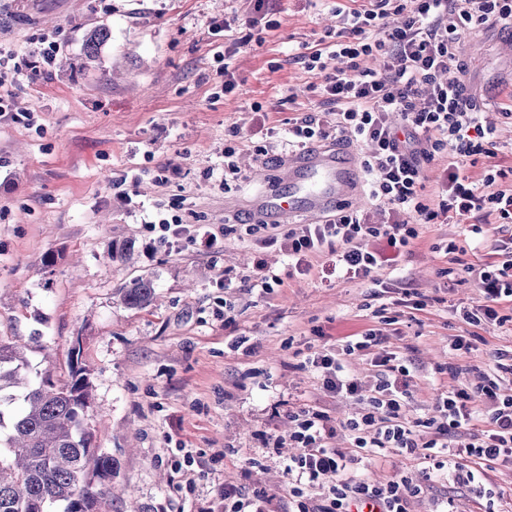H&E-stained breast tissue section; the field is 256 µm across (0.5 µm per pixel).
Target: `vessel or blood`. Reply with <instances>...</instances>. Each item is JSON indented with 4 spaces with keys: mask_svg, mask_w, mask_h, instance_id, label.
Here are the masks:
<instances>
[{
    "mask_svg": "<svg viewBox=\"0 0 512 512\" xmlns=\"http://www.w3.org/2000/svg\"><path fill=\"white\" fill-rule=\"evenodd\" d=\"M288 174L289 192L266 191L249 209V219L279 223L300 213L310 221H324L357 181L353 154L327 147H314L290 157Z\"/></svg>",
    "mask_w": 512,
    "mask_h": 512,
    "instance_id": "b4317fda",
    "label": "vessel or blood"
}]
</instances>
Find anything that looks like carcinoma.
I'll return each instance as SVG.
<instances>
[{"label": "carcinoma", "instance_id": "obj_1", "mask_svg": "<svg viewBox=\"0 0 512 512\" xmlns=\"http://www.w3.org/2000/svg\"><path fill=\"white\" fill-rule=\"evenodd\" d=\"M100 25L86 38L94 57L108 39ZM131 241L115 242L107 258L123 263L133 254ZM129 308L148 306L155 296L149 278L117 288ZM28 343L0 338V512H95L113 494L112 457L92 447L84 423L92 386L86 368L71 366L70 379L56 384L32 372Z\"/></svg>", "mask_w": 512, "mask_h": 512}]
</instances>
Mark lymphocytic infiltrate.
I'll return each mask as SVG.
<instances>
[{"label": "lymphocytic infiltrate", "mask_w": 512, "mask_h": 512, "mask_svg": "<svg viewBox=\"0 0 512 512\" xmlns=\"http://www.w3.org/2000/svg\"><path fill=\"white\" fill-rule=\"evenodd\" d=\"M340 17L332 49L314 47L301 57L306 71L322 77L324 107L292 123L288 146L298 150L343 140L370 144L362 167L369 195L385 206L387 219L378 224L368 211L342 206L321 224L298 230L272 225L268 241L280 244L289 268L308 274L311 256L330 243L336 247V270L370 278L397 263V251L417 237L418 225L442 224L453 217L469 222L472 237L478 238L484 230L471 223L472 214L511 224L512 187H499L502 170L486 169L475 182L459 166L460 158L490 155L495 123L463 84L442 81L441 76L463 69L460 44L471 30L489 22L512 24V0H361ZM376 53L386 60L383 70L361 68V58ZM443 152L448 166L433 205L425 193L423 168ZM366 239L373 241V248H363ZM467 271L482 288L485 302L464 310L463 320L477 326L497 319L498 305L512 302V260L471 265ZM384 342L370 329L342 347L348 355H371L384 370L366 396L364 414L337 427L321 412H289L300 448L287 466L292 495L328 486L323 504L298 512H408L416 489L405 478L378 486L347 476L348 464L376 448L432 461L434 469L451 471L465 485L482 482L484 474L459 467V460L474 458L489 465L512 459V387H502L497 378L501 372L512 374V351L496 350L494 373H481L476 384L442 392L436 399V418L412 421L405 411L411 371ZM480 417L486 419V429L460 437V430ZM423 426L434 429L435 439L421 441ZM341 428L349 432L351 448L329 447ZM453 438L458 441L454 447L449 444Z\"/></svg>", "instance_id": "obj_1"}]
</instances>
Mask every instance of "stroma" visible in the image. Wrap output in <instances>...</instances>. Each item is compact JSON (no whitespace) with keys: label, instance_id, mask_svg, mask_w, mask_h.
<instances>
[{"label":"stroma","instance_id":"obj_1","mask_svg":"<svg viewBox=\"0 0 512 512\" xmlns=\"http://www.w3.org/2000/svg\"><path fill=\"white\" fill-rule=\"evenodd\" d=\"M347 0H0V51L27 57L43 44L60 49L46 74L8 85L11 112L0 115V339H31L34 370L57 383L79 349L93 382L87 422L94 443L117 463L115 482L129 495L97 512H224V491L270 495V512H296L287 466L298 448L290 410L326 412L333 421L360 416L365 404L327 392L306 358L341 350L368 329L411 360L409 419L435 414L438 394L475 384L493 352L512 349L506 322L467 324L463 310L483 302L463 270L445 277L446 243L467 244L464 265L501 261L512 224H488L466 243L464 225L422 224L397 269L377 279L331 272L330 250L306 275L288 276L279 247H260L268 232L225 214L266 187H288L278 164L260 153L287 154L289 121L316 110L317 74L296 56L336 39V10ZM235 19L232 31L224 22ZM107 25L95 58L87 32ZM497 24L462 43L459 78L484 111L497 113L512 88V56ZM236 86L224 90V72ZM276 128V138L258 134ZM495 157L464 162L479 178L498 165L512 185V119L499 116ZM234 147L240 179L225 182L224 149ZM138 174L125 202L112 184ZM183 225H210L219 252L189 236L160 242L157 214ZM131 240L132 258L109 263L110 243ZM52 266H44V257ZM264 263L279 284L262 290L250 278ZM151 278L156 300L131 309L116 290ZM432 297L417 311L403 291ZM232 309H225V302ZM469 338L454 351L452 337ZM194 463L183 470L184 453ZM375 484L404 476L420 485L411 512H512V463L493 465L487 485L462 486L445 473L424 478L423 463L394 449L354 465Z\"/></svg>","mask_w":512,"mask_h":512}]
</instances>
